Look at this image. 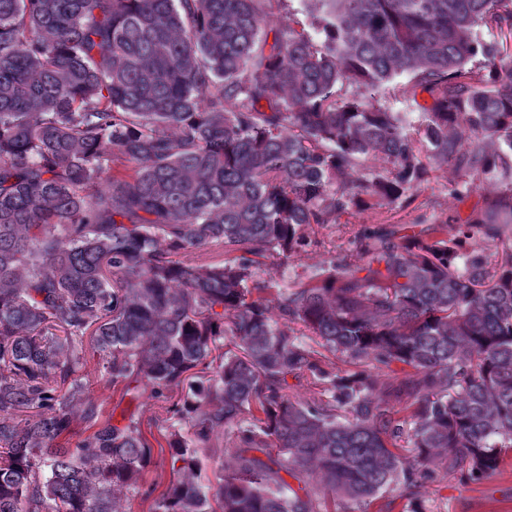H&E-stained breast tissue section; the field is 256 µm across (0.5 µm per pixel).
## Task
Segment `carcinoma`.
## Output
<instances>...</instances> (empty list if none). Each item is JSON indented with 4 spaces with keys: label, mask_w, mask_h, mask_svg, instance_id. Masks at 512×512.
I'll use <instances>...</instances> for the list:
<instances>
[{
    "label": "carcinoma",
    "mask_w": 512,
    "mask_h": 512,
    "mask_svg": "<svg viewBox=\"0 0 512 512\" xmlns=\"http://www.w3.org/2000/svg\"><path fill=\"white\" fill-rule=\"evenodd\" d=\"M274 2L0 0V512H127L151 446L88 396L85 343L162 402L154 512H423L425 482L512 462V0H311L318 39ZM401 75L431 99L412 128L375 99ZM443 166L503 188L411 236L363 225L361 264L278 288L350 207L403 210ZM218 429L232 465L204 484Z\"/></svg>",
    "instance_id": "obj_1"
}]
</instances>
